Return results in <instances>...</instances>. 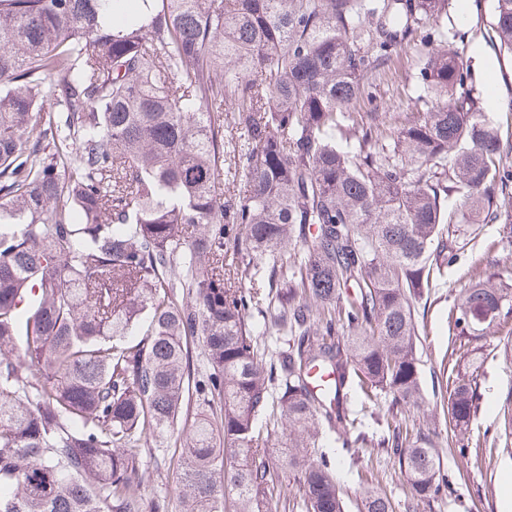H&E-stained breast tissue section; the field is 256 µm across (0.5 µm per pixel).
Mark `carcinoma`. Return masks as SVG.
I'll use <instances>...</instances> for the list:
<instances>
[{
  "mask_svg": "<svg viewBox=\"0 0 512 512\" xmlns=\"http://www.w3.org/2000/svg\"><path fill=\"white\" fill-rule=\"evenodd\" d=\"M449 3L0 0V512H143L188 394L180 512H279L278 432L304 512L346 509L339 463L307 453L324 430L397 458L423 500L451 487L424 425L394 421L426 404L415 303L474 225L512 237V170ZM493 31L512 58V0ZM417 37L410 117L362 111ZM511 287L468 279L452 334L508 325ZM263 306L292 336L271 363ZM382 396L374 438L353 403ZM440 397L455 429L481 408L470 383Z\"/></svg>",
  "mask_w": 512,
  "mask_h": 512,
  "instance_id": "obj_1",
  "label": "carcinoma"
}]
</instances>
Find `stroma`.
Returning a JSON list of instances; mask_svg holds the SVG:
<instances>
[{
	"mask_svg": "<svg viewBox=\"0 0 512 512\" xmlns=\"http://www.w3.org/2000/svg\"><path fill=\"white\" fill-rule=\"evenodd\" d=\"M494 5V0H452L448 32L466 53L470 83L505 102L512 100V59L500 54L494 39ZM419 52L415 45L396 47L372 89L378 111L390 113L398 122L406 118L409 98L416 89L413 62ZM483 257L495 259L496 280L512 282V240L503 238L501 224H484L438 287L421 302L425 327L417 343V355L426 391L435 389L437 371L448 350V314L457 307L461 284ZM473 345L475 362H460L453 372L459 381L476 380L482 394L481 410L467 431L446 440L448 421L443 413L431 406L425 409L426 426L438 435L441 465L452 478L451 488L435 501L421 500L401 474L396 459L373 448L345 451L324 434L318 444L341 461V485L348 512H357L367 488L386 492L395 512H502L505 499L512 497V454L503 449L502 425L503 407L512 403V331L487 332ZM143 469L144 481L137 493L145 512H179L178 488L166 468L148 458Z\"/></svg>",
	"mask_w": 512,
	"mask_h": 512,
	"instance_id": "1",
	"label": "stroma"
}]
</instances>
